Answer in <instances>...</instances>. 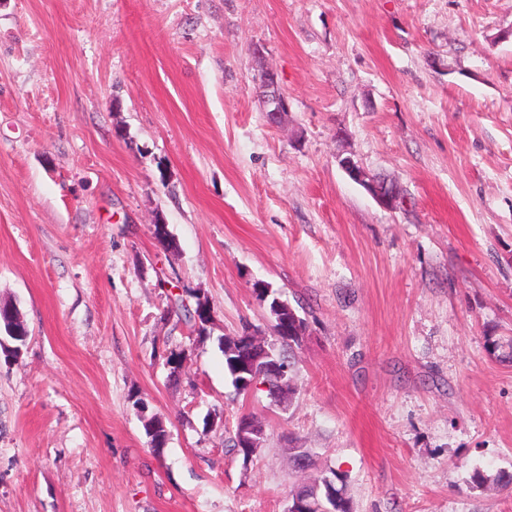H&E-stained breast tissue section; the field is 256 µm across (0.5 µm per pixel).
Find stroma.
Returning <instances> with one entry per match:
<instances>
[{
    "mask_svg": "<svg viewBox=\"0 0 512 512\" xmlns=\"http://www.w3.org/2000/svg\"><path fill=\"white\" fill-rule=\"evenodd\" d=\"M258 281L309 322L279 405L217 342L269 339ZM0 302V512H285L317 468L353 512H512L472 484L512 472V0H0ZM262 112L268 122L278 125L282 122L286 112H290L287 99L280 92L275 72L271 68H265L260 73ZM339 165L353 182L365 187L380 206L393 210L403 203V190L397 183L371 174L351 156L339 158ZM188 297H192L194 299V306L190 308L186 303L184 298V295H178L171 303V306L168 307L166 310H164L163 316L164 318L167 316H171L173 313L178 315L182 311L184 312V318L185 321L190 325L192 332L195 333L198 338H206L209 336L208 327L204 325L203 320L201 319V316H199L200 322H198V318H196L195 315H198V299L200 298L194 293H191L190 291H185ZM238 433L243 444L248 446L247 448H242L238 442L236 428L233 431V436H231L230 441L232 442V447L236 450L238 455L245 457L249 452V448H260L262 441L259 439L264 436V429L262 425L255 421L252 417L242 416L239 419Z\"/></svg>",
    "mask_w": 512,
    "mask_h": 512,
    "instance_id": "1",
    "label": "stroma"
}]
</instances>
